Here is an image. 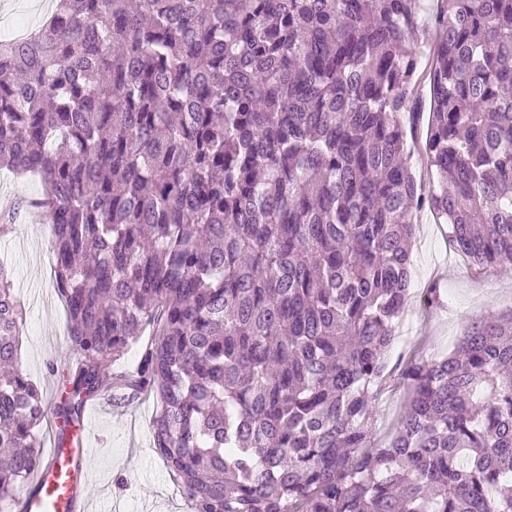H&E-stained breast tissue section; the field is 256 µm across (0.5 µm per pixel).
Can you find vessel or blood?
<instances>
[{"label":"vessel or blood","instance_id":"1","mask_svg":"<svg viewBox=\"0 0 512 512\" xmlns=\"http://www.w3.org/2000/svg\"><path fill=\"white\" fill-rule=\"evenodd\" d=\"M88 460L86 448H52L35 474L39 492L27 500L25 512H89L81 487Z\"/></svg>","mask_w":512,"mask_h":512}]
</instances>
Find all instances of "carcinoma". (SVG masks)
<instances>
[{
	"label": "carcinoma",
	"mask_w": 512,
	"mask_h": 512,
	"mask_svg": "<svg viewBox=\"0 0 512 512\" xmlns=\"http://www.w3.org/2000/svg\"><path fill=\"white\" fill-rule=\"evenodd\" d=\"M420 0H56L0 40V169L40 176L75 363L48 408L17 366L0 262V501L114 387L190 512H512V312L410 359L377 407L418 214L512 265V0H441L422 142L406 149ZM132 345L135 372L111 363ZM407 392L397 376L392 378L379 401L376 423V440L385 443L393 432L399 416L405 411Z\"/></svg>",
	"instance_id": "carcinoma-1"
}]
</instances>
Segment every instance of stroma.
Returning <instances> with one entry per match:
<instances>
[{"mask_svg": "<svg viewBox=\"0 0 512 512\" xmlns=\"http://www.w3.org/2000/svg\"><path fill=\"white\" fill-rule=\"evenodd\" d=\"M51 4L52 0H0V38L38 29ZM417 224L410 290L420 295L431 282H438L445 290L447 308L432 312L416 306L390 352L393 365L411 356L445 355L458 344L469 321L512 309V265L474 269L449 246L433 214L422 212ZM0 259L12 270L15 292L25 310L18 367L45 402L54 403L74 354L43 216L21 211L13 229L0 235ZM109 399L94 418L96 435L89 443L88 493L94 512H188L176 482L151 447L156 400L148 394L126 400L118 391ZM406 404L405 387L390 380L378 404L377 441L389 439Z\"/></svg>", "mask_w": 512, "mask_h": 512, "instance_id": "35a3bbf8", "label": "stroma"}]
</instances>
